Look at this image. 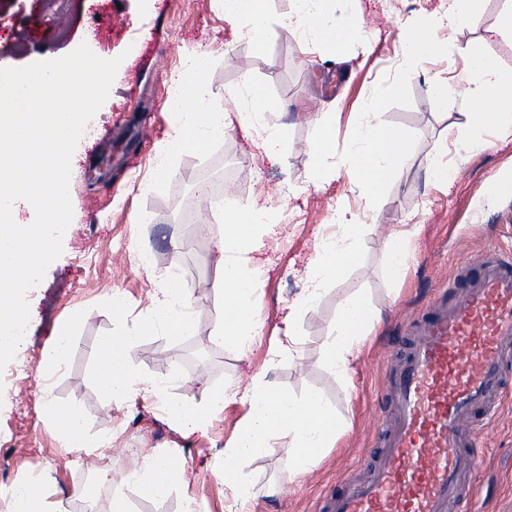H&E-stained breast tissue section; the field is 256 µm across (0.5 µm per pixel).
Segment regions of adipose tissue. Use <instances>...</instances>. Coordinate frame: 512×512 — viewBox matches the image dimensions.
<instances>
[{"instance_id": "ef3b65f1", "label": "adipose tissue", "mask_w": 512, "mask_h": 512, "mask_svg": "<svg viewBox=\"0 0 512 512\" xmlns=\"http://www.w3.org/2000/svg\"><path fill=\"white\" fill-rule=\"evenodd\" d=\"M483 2L449 0L445 12L405 24L398 40L399 55L414 66L440 56L445 49L441 32L452 34L478 25ZM219 4L226 19L244 23L246 34L256 47L265 45L269 0H219ZM278 23L299 33L303 40L301 50L305 53L316 51L340 56L356 46L365 52L371 48L356 22L337 17L336 0H290L288 12ZM462 57L468 84L466 127L449 129L446 137L460 149L473 151L483 145L478 130L512 126V75L504 74L497 58L488 52L468 49ZM209 65L210 57L204 51L188 55L182 61L181 75L169 88L167 110L171 132L158 146L156 175H163L173 156L202 148L210 137L234 125L262 132L264 115L271 107L264 87L246 84L245 103L236 111L216 108L192 84L193 79L206 73ZM337 118V113L326 112L317 120L321 136L313 147V161L305 174L307 185L318 188L344 177L369 194L383 197L386 186L408 157L407 137L379 125H357L352 130L347 163L338 167L328 161ZM263 212V207L256 204L243 205L232 213L224 226L217 282L219 328L215 338L242 352L256 345L264 346L266 362L273 365L285 357L298 355V318L318 303L329 281L339 279L358 260L361 218L351 209L337 210L336 229L322 241L308 267L303 294L289 304L281 327L267 337L253 315L265 273L250 258L257 242L255 230ZM152 282L151 307L141 325L142 332L160 328L171 336L191 335L194 330L192 306L176 288L171 275L157 272ZM373 322V311L367 299L359 295L340 298L336 330L323 346L324 361L333 373L349 377L352 364L373 329ZM136 342L133 336H107L100 342L96 376L105 395L113 402L123 404L140 398L160 400L168 418L188 435L206 432L224 406L231 403L243 406L237 429L224 445V468L220 477L229 502L226 512H252L254 495L241 478L238 466L270 454L280 432H288L292 437L293 456L288 470L296 476L314 467L326 449L335 447L343 433L342 422L328 409L320 393L313 391L304 398H292L273 391L261 373L243 390L232 384L221 389H205L204 401L200 404L170 399L168 380L147 376L132 368L129 359ZM43 406L68 447L92 453L104 446V439L88 434L77 410L59 408L49 399L44 400ZM179 470L177 456L170 450L158 449L145 457L139 467L127 471L123 480L139 485L147 494L161 496L171 488Z\"/></svg>"}]
</instances>
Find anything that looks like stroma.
Wrapping results in <instances>:
<instances>
[{"instance_id":"obj_1","label":"stroma","mask_w":512,"mask_h":512,"mask_svg":"<svg viewBox=\"0 0 512 512\" xmlns=\"http://www.w3.org/2000/svg\"><path fill=\"white\" fill-rule=\"evenodd\" d=\"M289 0H271L267 22L273 33L257 51L239 23L225 20L214 0H0V68H20L69 54L81 43L100 39L99 55L120 58L109 96L91 119L71 159L72 220L63 236V251L43 280L27 294L30 320L20 359L29 371L9 362L0 371V479L35 482L52 512H75L87 478L112 467V480L99 483L97 512H112L123 498L129 512H182L194 498L200 512H225L224 486L215 472L224 465V443L243 412L234 403L219 413L207 434L181 435L155 400L116 405L96 378L99 343L105 336H134V368L155 377H171L168 395L203 402L204 386L249 384L265 372L274 391L302 397L322 392L342 420L344 434L335 448L308 473L291 477V439L280 433L272 452L242 464L243 479L255 494L254 512H313L347 470L368 477L363 462L379 448L372 415L384 405L381 391L386 359L401 349L406 327L429 304L436 288L461 279L472 251L512 248V195L494 193L493 180L512 181V130H484L483 149L449 151L458 168L452 184H434L429 176L448 127L464 124L463 96L437 105L423 78L397 54L398 34L410 18L442 8V0H358L356 20L373 46L370 54L353 48L336 59L311 63L300 50L301 38L279 26ZM507 0H484L480 25L461 29L446 52L430 63L431 71L461 79V49L493 54L512 74V42L490 34V27L511 7ZM203 50L211 64L201 90L215 106L245 82L264 86L272 102L265 114L268 131L285 136L283 154L267 159L254 131L234 127L200 150L173 158L151 193L140 191L154 165L157 144L170 131L166 102L169 86L181 72L184 55ZM387 94L371 123L407 134L409 156L385 199L368 195L340 179L318 189L296 192L312 161L319 135L311 116L339 113L335 150L344 157L352 124L362 117L370 91ZM236 177L225 182V165ZM223 193L225 212L238 204L264 201V223L278 227L253 252L265 264L268 279L256 306L265 334L280 326L289 299L300 294L306 269L339 207L360 214L359 261L340 280L328 284L319 303L303 312L297 331L302 361L282 360L265 366V349L246 353L215 341L217 321L212 285L218 273L217 243L223 214L209 208L201 186ZM143 223H133L134 215ZM418 222L409 243L408 269L394 277L382 241L394 224ZM170 272L190 299L195 313L191 337L139 325L150 305L152 281L144 260ZM127 295L124 315L112 310L113 293ZM360 294L375 314L374 329L353 367L350 379L337 378L322 357L324 342L336 327L341 296ZM83 318L68 324L71 312ZM69 326L72 346L54 374L42 359L50 340ZM63 409L82 412L91 434L109 438L99 449L96 467H87L86 452L66 447L59 429L42 410L43 397ZM155 448H169L182 462V474L169 494L151 497L122 481V472L137 467ZM484 464L473 512H512V406L486 434Z\"/></svg>"}]
</instances>
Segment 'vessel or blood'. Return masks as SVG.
Returning a JSON list of instances; mask_svg holds the SVG:
<instances>
[{
	"instance_id": "vessel-or-blood-1",
	"label": "vessel or blood",
	"mask_w": 512,
	"mask_h": 512,
	"mask_svg": "<svg viewBox=\"0 0 512 512\" xmlns=\"http://www.w3.org/2000/svg\"><path fill=\"white\" fill-rule=\"evenodd\" d=\"M474 277L433 301L402 369L384 381L394 422L376 412L382 448L366 480L344 475L319 512H448L468 504L512 380V251L477 252Z\"/></svg>"
}]
</instances>
